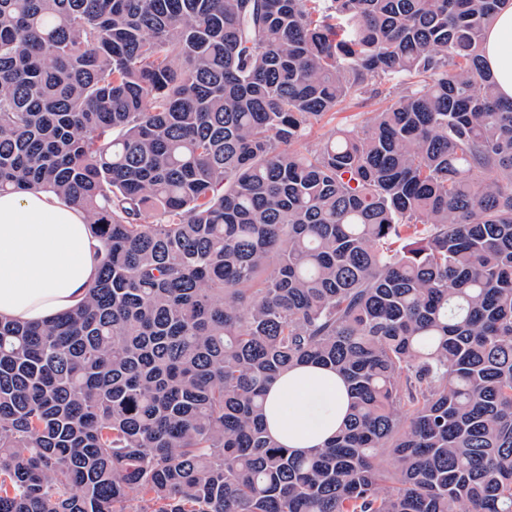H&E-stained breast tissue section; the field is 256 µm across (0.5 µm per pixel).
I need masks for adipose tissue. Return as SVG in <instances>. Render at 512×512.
Returning <instances> with one entry per match:
<instances>
[{"label": "adipose tissue", "instance_id": "ef3b65f1", "mask_svg": "<svg viewBox=\"0 0 512 512\" xmlns=\"http://www.w3.org/2000/svg\"><path fill=\"white\" fill-rule=\"evenodd\" d=\"M486 67L501 96L512 99V0L484 41ZM100 241L85 213L54 193H0V317L42 323L76 308L98 275ZM348 410L343 380L304 364L282 373L265 403L269 432L298 452L321 447Z\"/></svg>", "mask_w": 512, "mask_h": 512}]
</instances>
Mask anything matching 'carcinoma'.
Instances as JSON below:
<instances>
[{"instance_id": "cac0c4a2", "label": "carcinoma", "mask_w": 512, "mask_h": 512, "mask_svg": "<svg viewBox=\"0 0 512 512\" xmlns=\"http://www.w3.org/2000/svg\"><path fill=\"white\" fill-rule=\"evenodd\" d=\"M500 2L0 0V192L103 244L0 318V512H512ZM303 361L352 395L310 455L263 422ZM511 1L499 10L484 41L485 65L496 82L500 95L508 99H512ZM383 93L378 99L375 100V104L368 107H352L347 109L344 112H340L335 115V118L330 119L329 116L325 117L321 122L315 124L312 128L307 140L305 141L306 147L309 149H316L322 143L324 136L329 132V130L336 126L337 124L345 123L347 120L349 123H361L369 119L372 114L366 112H372L374 109H377L381 106H384L386 102L389 100V90L385 91L383 89ZM350 116H353L349 118ZM348 117L347 119H345Z\"/></svg>"}]
</instances>
